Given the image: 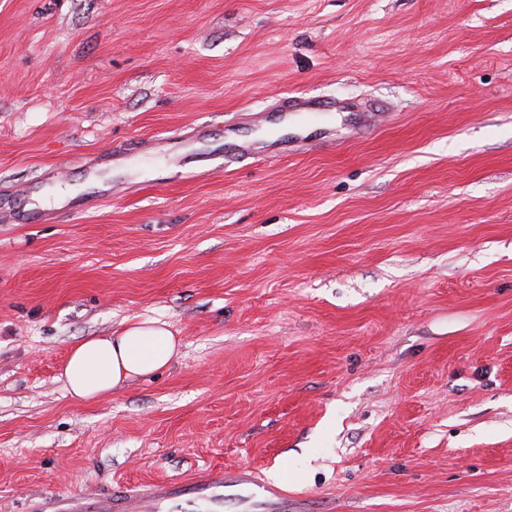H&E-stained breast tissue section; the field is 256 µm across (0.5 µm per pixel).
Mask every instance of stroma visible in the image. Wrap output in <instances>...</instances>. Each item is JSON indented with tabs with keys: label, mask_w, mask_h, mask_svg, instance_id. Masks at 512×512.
<instances>
[{
	"label": "stroma",
	"mask_w": 512,
	"mask_h": 512,
	"mask_svg": "<svg viewBox=\"0 0 512 512\" xmlns=\"http://www.w3.org/2000/svg\"><path fill=\"white\" fill-rule=\"evenodd\" d=\"M13 194L0 512L240 467L289 512H512V0H0ZM134 318L179 357L70 396ZM336 101L316 100L302 96H287L282 99L281 107L286 112H307L318 114L320 112H334Z\"/></svg>",
	"instance_id": "obj_1"
}]
</instances>
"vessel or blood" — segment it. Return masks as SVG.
Here are the masks:
<instances>
[{
    "mask_svg": "<svg viewBox=\"0 0 512 512\" xmlns=\"http://www.w3.org/2000/svg\"><path fill=\"white\" fill-rule=\"evenodd\" d=\"M281 107L287 112L317 114L332 112L335 102L316 100L302 96L284 97ZM238 488L241 498L259 501L264 512H288V495L282 489L258 481L248 469H234L218 474H207L189 482H160L134 491L124 487L113 489L105 502L89 504V512H169L171 505L190 495L209 504L212 512H218L224 504V490Z\"/></svg>",
    "mask_w": 512,
    "mask_h": 512,
    "instance_id": "b4317fda",
    "label": "vessel or blood"
}]
</instances>
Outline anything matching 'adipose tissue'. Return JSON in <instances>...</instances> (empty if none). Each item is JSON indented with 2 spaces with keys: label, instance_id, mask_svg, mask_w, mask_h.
<instances>
[{
  "label": "adipose tissue",
  "instance_id": "1",
  "mask_svg": "<svg viewBox=\"0 0 512 512\" xmlns=\"http://www.w3.org/2000/svg\"><path fill=\"white\" fill-rule=\"evenodd\" d=\"M179 352L180 342L167 322L131 319L115 334L94 336L71 347L61 378L72 396L93 400L127 381L157 373Z\"/></svg>",
  "mask_w": 512,
  "mask_h": 512
}]
</instances>
